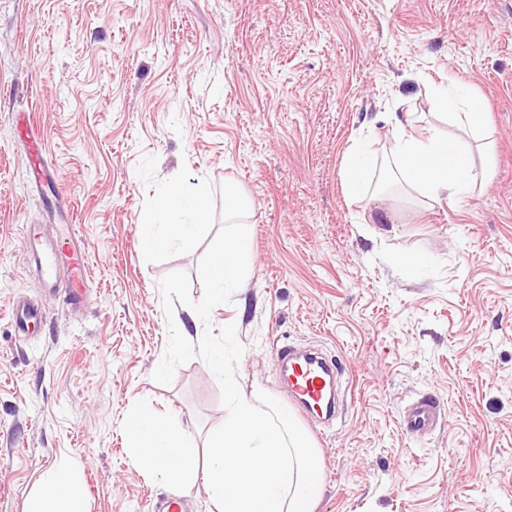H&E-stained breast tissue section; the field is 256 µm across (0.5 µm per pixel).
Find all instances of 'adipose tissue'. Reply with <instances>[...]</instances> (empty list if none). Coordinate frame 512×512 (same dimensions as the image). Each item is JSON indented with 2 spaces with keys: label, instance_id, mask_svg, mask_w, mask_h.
I'll use <instances>...</instances> for the list:
<instances>
[{
  "label": "adipose tissue",
  "instance_id": "adipose-tissue-1",
  "mask_svg": "<svg viewBox=\"0 0 512 512\" xmlns=\"http://www.w3.org/2000/svg\"><path fill=\"white\" fill-rule=\"evenodd\" d=\"M439 104L443 119L452 120L466 134L480 128L478 107L462 90L442 93ZM390 123L394 146L381 175L402 183L424 204L455 200L475 190L480 178L470 164L466 139L452 145L435 132L420 137L409 133L407 123L398 117H391ZM376 175L373 160L351 154L344 165L345 189L355 197L370 194L381 199L385 188L375 184ZM45 484L47 493L33 501L27 512H82V490L70 470L52 472Z\"/></svg>",
  "mask_w": 512,
  "mask_h": 512
}]
</instances>
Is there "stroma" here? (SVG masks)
<instances>
[{
	"label": "stroma",
	"mask_w": 512,
	"mask_h": 512,
	"mask_svg": "<svg viewBox=\"0 0 512 512\" xmlns=\"http://www.w3.org/2000/svg\"><path fill=\"white\" fill-rule=\"evenodd\" d=\"M466 88L486 114L488 175L433 207L347 195L348 148L393 147L387 115L437 127L435 92ZM33 113L45 160L84 235L87 301L48 302L14 334L12 306L43 298L21 243L55 224L12 125ZM147 156L166 179L234 182L253 203L248 281L217 306L245 351L244 393L288 403L274 349L319 344L347 382L320 454L317 512H512V0H0V512H25L43 475L72 468L84 512H149L171 490L132 459L122 422L145 399L205 443L224 421L202 358L152 378L167 343L158 282L205 246L146 262L137 235ZM423 256L405 267L404 253ZM434 395L427 437L399 422Z\"/></svg>",
	"instance_id": "stroma-1"
}]
</instances>
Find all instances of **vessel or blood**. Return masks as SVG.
<instances>
[{"label":"vessel or blood","mask_w":512,"mask_h":512,"mask_svg":"<svg viewBox=\"0 0 512 512\" xmlns=\"http://www.w3.org/2000/svg\"><path fill=\"white\" fill-rule=\"evenodd\" d=\"M15 127L39 179L53 180V172L42 161V137L31 114L17 113ZM48 205L59 210L60 223L52 233L37 224L25 225L24 250L49 297L61 298L77 309L87 299L88 263L82 235L72 221L70 207L62 205L60 196L50 198ZM45 317V309L37 304L20 303L12 310L14 325L21 336L28 335ZM276 360L287 380L292 402L309 420L318 422L335 418L343 399L342 370L335 359L319 350H301L285 344L277 349ZM442 415L434 398L422 397L406 407L400 419L407 434L422 436L436 429Z\"/></svg>","instance_id":"vessel-or-blood-1"}]
</instances>
